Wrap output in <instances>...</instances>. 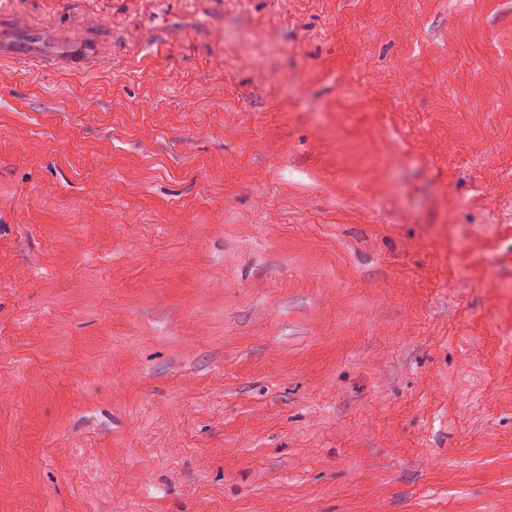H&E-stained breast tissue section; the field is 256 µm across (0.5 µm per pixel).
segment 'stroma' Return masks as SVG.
<instances>
[{
	"mask_svg": "<svg viewBox=\"0 0 512 512\" xmlns=\"http://www.w3.org/2000/svg\"><path fill=\"white\" fill-rule=\"evenodd\" d=\"M0 512H512V0H0Z\"/></svg>",
	"mask_w": 512,
	"mask_h": 512,
	"instance_id": "stroma-1",
	"label": "stroma"
}]
</instances>
